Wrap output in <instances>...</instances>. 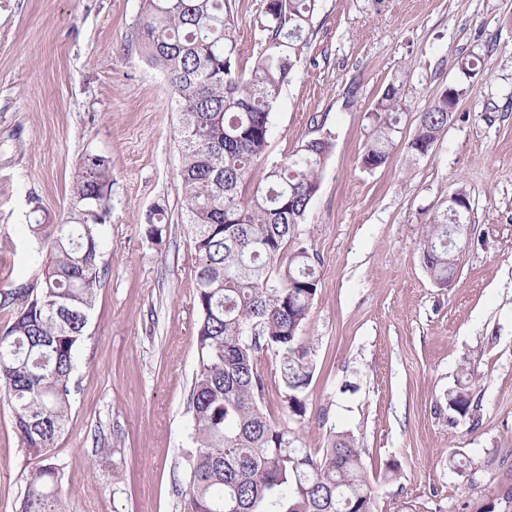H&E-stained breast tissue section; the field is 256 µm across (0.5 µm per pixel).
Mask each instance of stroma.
Returning <instances> with one entry per match:
<instances>
[{
  "instance_id": "1",
  "label": "stroma",
  "mask_w": 512,
  "mask_h": 512,
  "mask_svg": "<svg viewBox=\"0 0 512 512\" xmlns=\"http://www.w3.org/2000/svg\"><path fill=\"white\" fill-rule=\"evenodd\" d=\"M264 3L232 0L242 58L260 48ZM141 9L0 0V286L33 282L80 161L97 154L112 170L106 277L52 451L69 512H183L194 446L196 255L179 115L140 53ZM472 55L485 65L447 131L412 156L420 113L462 80ZM391 86L402 133L388 162L366 170L370 113ZM323 136L332 152L298 231L319 273L303 331L315 367L304 441L353 437L379 512H478L501 477L491 458L512 448V0H319L307 56L272 114L267 159ZM459 188L469 232L442 286L419 241ZM465 377L478 406L463 418L447 394ZM37 464L0 402V512H16Z\"/></svg>"
}]
</instances>
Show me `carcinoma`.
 Masks as SVG:
<instances>
[{
  "mask_svg": "<svg viewBox=\"0 0 512 512\" xmlns=\"http://www.w3.org/2000/svg\"><path fill=\"white\" fill-rule=\"evenodd\" d=\"M317 7L318 0H266L265 36L246 66L229 0H144L140 46L167 80L180 115L179 177L197 256L198 364L189 394L196 448L183 512H378L355 440L338 434L326 448H309L299 433L314 375L302 332L318 275L297 231L332 142L304 141L256 177L271 115L309 48ZM451 89L420 113L409 152L427 154L447 130L448 108L469 87ZM402 110L398 90L388 87L372 109L363 168L387 163ZM111 186L106 160L86 156L73 176L69 216L57 225L36 281L0 287V308L14 312L0 333V400L24 447L41 461L18 512H67L51 451L65 429L75 354L105 275L99 226ZM468 226L466 214L448 208L429 219L420 250L441 285L454 275V248ZM266 353L279 363L280 421L262 408L258 360ZM471 405V381L448 392V408L459 416ZM485 498L480 512L512 499V466Z\"/></svg>",
  "mask_w": 512,
  "mask_h": 512,
  "instance_id": "carcinoma-1",
  "label": "carcinoma"
}]
</instances>
